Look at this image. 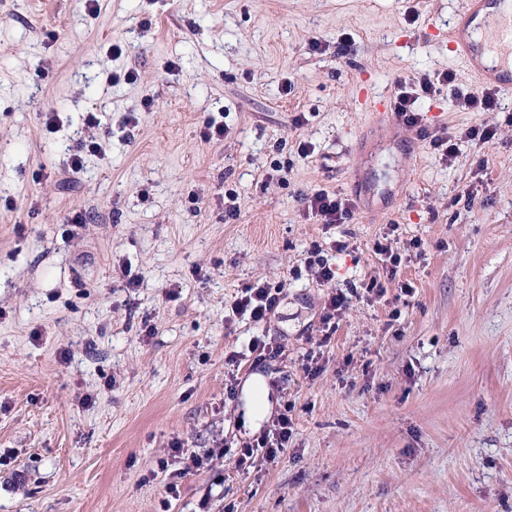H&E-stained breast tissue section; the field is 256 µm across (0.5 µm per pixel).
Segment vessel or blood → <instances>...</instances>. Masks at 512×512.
<instances>
[{
  "mask_svg": "<svg viewBox=\"0 0 512 512\" xmlns=\"http://www.w3.org/2000/svg\"><path fill=\"white\" fill-rule=\"evenodd\" d=\"M504 2L465 0L448 32V45L479 85L511 92L512 8H505Z\"/></svg>",
  "mask_w": 512,
  "mask_h": 512,
  "instance_id": "b4317fda",
  "label": "vessel or blood"
}]
</instances>
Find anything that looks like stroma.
<instances>
[{
	"mask_svg": "<svg viewBox=\"0 0 512 512\" xmlns=\"http://www.w3.org/2000/svg\"><path fill=\"white\" fill-rule=\"evenodd\" d=\"M462 2L100 0L92 17L0 0V512H512V93L499 112L456 101L478 89L448 49ZM447 70L457 88L419 100L425 125L497 135L445 162L377 102ZM89 112L102 149L74 174ZM211 116L222 140L201 135ZM317 190L353 217L307 219ZM316 247L332 287L306 267ZM260 279L281 288L270 319L229 322ZM332 288L349 304L329 333ZM257 335L287 357L243 362L226 390L225 354ZM256 379L294 433L243 471L228 449L271 426L246 420ZM177 441L201 468L183 472Z\"/></svg>",
	"mask_w": 512,
	"mask_h": 512,
	"instance_id": "stroma-1",
	"label": "stroma"
}]
</instances>
